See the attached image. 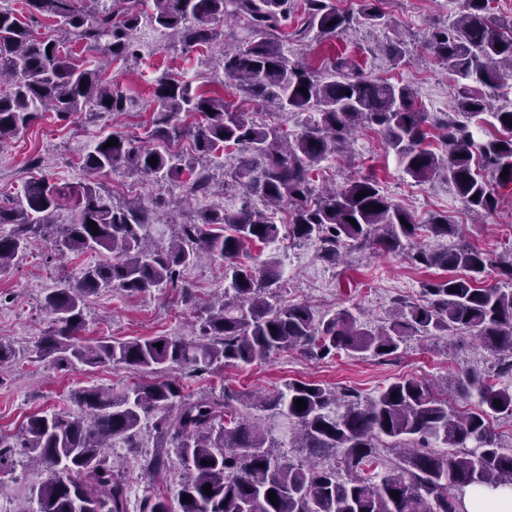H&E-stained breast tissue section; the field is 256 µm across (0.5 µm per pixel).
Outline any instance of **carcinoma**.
Returning a JSON list of instances; mask_svg holds the SVG:
<instances>
[{"mask_svg": "<svg viewBox=\"0 0 512 512\" xmlns=\"http://www.w3.org/2000/svg\"><path fill=\"white\" fill-rule=\"evenodd\" d=\"M24 2L29 18L56 20L107 62L138 56L133 35L142 15L125 0H90L82 7L78 0ZM490 2L464 0L455 19L427 32L426 48L457 76L452 111L433 117L417 106L410 86L370 78L342 55L328 57L313 71L284 52L286 41L303 43L313 31L321 40L337 37L351 27L354 16L332 0H301L303 22L289 33L294 0H152L150 21L187 48L213 44L214 25L228 19L260 32L258 41L223 46L225 84L258 105L289 112L298 130L290 134L279 124H259L220 95L205 96L183 78H161L150 132L155 145L139 146L110 133L83 157L84 170L94 178L124 169L157 182L185 174L190 199L216 192L214 158L235 149L238 158L223 171V186L241 190L242 206L235 212L213 206L196 211L186 224H157L154 207L143 201L117 204L92 179L62 184L35 176L10 206L0 205V271L38 238L52 240L61 254L102 255L74 282L44 297L53 327L32 354L58 368L119 363L140 374L177 371L193 377L221 362L249 365L288 349L318 358L342 351L392 356L409 336L451 330L495 355L496 377L507 382L474 371L457 378V391L477 399V412L456 408L448 393L417 379H399L365 399L303 381L255 401L226 389L186 394L176 377L135 383L120 396L82 389L72 397L75 410L33 414L16 434H0V469L20 454L49 473L32 493L38 510L26 506L18 512H127V483L105 449L140 447L141 427L149 420L161 450L143 467L158 473L170 453L179 457V512H464L468 489L512 487V448L499 443L491 425L512 418V254L494 261L466 245L415 244L423 229L439 240L454 235L456 227L440 215L418 223L371 177L316 187L319 164L345 153L356 133L369 129L382 136L414 180L441 174L469 210H496L490 182L512 183V110L492 112L499 136L478 142L471 126L491 112L490 92L512 79V17L492 14ZM360 17L370 27L388 24L380 0H365ZM126 103L104 71L78 63L59 43L33 35L13 11L0 8V144L47 109L67 117L88 105L120 112ZM191 114L201 120L185 123ZM433 124L442 131L440 154L427 142ZM113 138L118 144L105 147ZM185 139L205 159L201 166L175 152ZM359 193L365 197L357 198ZM254 198L265 208L254 207ZM64 201L72 204V217L59 228L54 214ZM279 211L288 213V238L319 241L320 258L332 265L343 249H370L446 275L424 281L425 303L395 305L379 330L346 309L317 317L304 304L284 305L279 259L271 256L260 268L240 260L247 246L279 239ZM203 258L224 264V291L218 302L204 303L193 338L78 341L87 302L106 288L129 296L171 288L182 303L195 305L192 289L181 285L183 269ZM489 267L500 277L497 286L482 285ZM298 398L306 401L302 411ZM242 406L266 412L267 420L242 413ZM382 442L397 451L395 462L378 457ZM290 448L303 457L290 459ZM319 457L335 465H321ZM142 512L172 508L155 495L144 499Z\"/></svg>", "mask_w": 512, "mask_h": 512, "instance_id": "cac0c4a2", "label": "carcinoma"}]
</instances>
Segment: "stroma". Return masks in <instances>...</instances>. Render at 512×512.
I'll return each mask as SVG.
<instances>
[{
	"label": "stroma",
	"mask_w": 512,
	"mask_h": 512,
	"mask_svg": "<svg viewBox=\"0 0 512 512\" xmlns=\"http://www.w3.org/2000/svg\"><path fill=\"white\" fill-rule=\"evenodd\" d=\"M381 8L389 25L371 28L358 22L340 38L321 43L312 36L306 42L286 45L285 51L306 57L338 52L351 55L367 75L410 86L425 111L434 115L447 111L456 77L424 48L423 37L433 23L458 15L462 0H383ZM135 40L138 59L113 63L109 70L128 98L125 111L66 118L45 112L27 130L0 145V205H9L37 173L60 183L86 181L81 159L101 135L146 139L156 110L153 86L163 76L181 75L199 92L223 94L235 107L251 112L256 122L272 118L259 105L224 87L219 46L171 49L168 34L146 19ZM392 41L406 44L402 63L391 62L382 51L383 45ZM272 119L285 129L295 127L293 117ZM366 175L374 176L384 194L414 214L417 221L440 214L459 225V235L447 241L449 247L464 244L493 257L512 251V183L493 184L496 211L483 221H474L447 180L439 177L415 182L403 172L382 137L370 130L357 133L347 156L323 161L317 182L339 184L346 178ZM99 182L117 200L164 198L165 207L155 213L158 223L183 224L189 219L176 205L184 191L182 181L157 182L116 171L100 177ZM272 255L282 262L285 302L305 303L318 316L346 307L373 327L388 324L396 300L420 302L421 284L431 277L430 271L417 268L405 257L367 251L351 253L345 263L333 267L319 259L318 245L313 241L287 240L270 249L252 246L246 259L258 263ZM86 261V256L73 253L55 255L50 242L37 239L0 273V339L16 350L15 359L0 365V433H15L36 413L72 410L70 396L74 391L96 387L119 395L134 381L133 372L119 364H79L61 369L27 356L51 326L42 309L45 294L73 280ZM193 316V309L168 289L133 297L108 290L91 298L80 338L85 343L103 336L115 340L158 335L186 339ZM494 368V356L480 343L451 332L408 337L398 354L387 358L342 352L313 359L288 350L248 366H228L200 378L187 377L183 384L189 393L223 386L259 396L276 393L294 381H313L336 390L350 389L367 398L401 378L436 381L466 371L490 376ZM140 441L139 449L115 451L131 491L129 512H140L141 502L149 493L173 496L183 476L177 458L172 456L161 473L146 477L143 460L158 443L151 426L143 427ZM44 478V472L29 466L24 456H15L11 467L0 470V512H14L20 502L30 499Z\"/></svg>",
	"instance_id": "35a3bbf8"
}]
</instances>
